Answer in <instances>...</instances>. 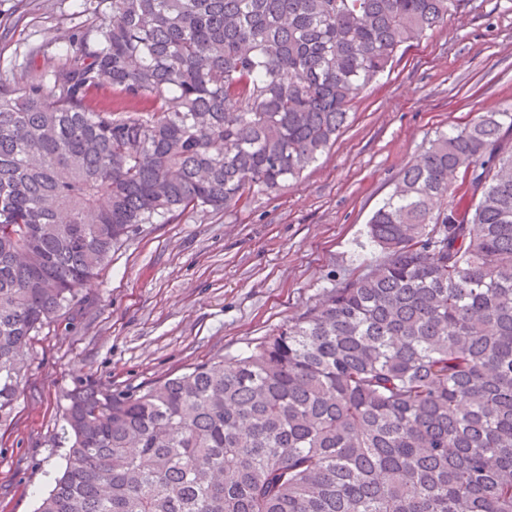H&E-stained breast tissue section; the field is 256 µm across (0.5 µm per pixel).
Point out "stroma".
Segmentation results:
<instances>
[{"instance_id": "stroma-1", "label": "stroma", "mask_w": 512, "mask_h": 512, "mask_svg": "<svg viewBox=\"0 0 512 512\" xmlns=\"http://www.w3.org/2000/svg\"><path fill=\"white\" fill-rule=\"evenodd\" d=\"M73 0H0V77L76 25ZM512 106V0L465 5L350 105L336 143L277 193L148 224L28 345L0 426V512H36L65 463L58 405L74 385L136 390L235 355L356 272L372 212L438 131Z\"/></svg>"}]
</instances>
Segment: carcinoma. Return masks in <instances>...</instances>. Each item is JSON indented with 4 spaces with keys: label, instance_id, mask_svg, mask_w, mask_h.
<instances>
[{
    "label": "carcinoma",
    "instance_id": "1",
    "mask_svg": "<svg viewBox=\"0 0 512 512\" xmlns=\"http://www.w3.org/2000/svg\"><path fill=\"white\" fill-rule=\"evenodd\" d=\"M460 0H77L0 81V425L27 344L145 224L296 180ZM380 256L232 358L58 406L37 512H512V107L442 132Z\"/></svg>",
    "mask_w": 512,
    "mask_h": 512
}]
</instances>
